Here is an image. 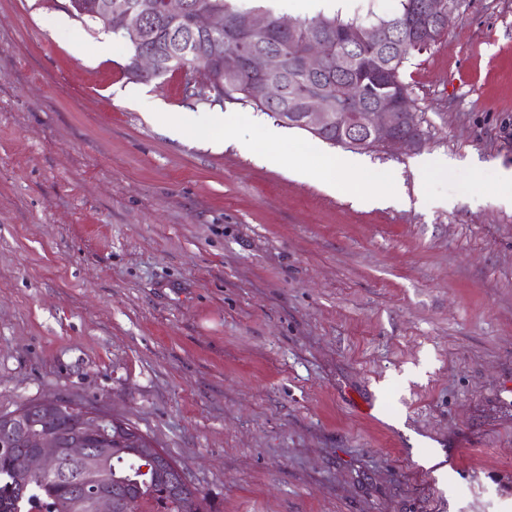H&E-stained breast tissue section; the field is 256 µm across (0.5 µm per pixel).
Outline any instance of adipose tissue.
I'll list each match as a JSON object with an SVG mask.
<instances>
[{
	"label": "adipose tissue",
	"mask_w": 512,
	"mask_h": 512,
	"mask_svg": "<svg viewBox=\"0 0 512 512\" xmlns=\"http://www.w3.org/2000/svg\"><path fill=\"white\" fill-rule=\"evenodd\" d=\"M152 117L163 132L189 141L204 142L216 148L235 142L233 134L226 129L224 115L220 113L214 114L203 127L193 125L185 115L166 112L158 107L154 108ZM264 141L268 146V164L273 167H287L289 174L298 179H313L323 171L334 169L347 182L351 183L359 178L366 180L368 189L353 194L359 205L380 206L404 193L402 181L395 171H378L358 158L336 156L319 146L297 143L284 131L274 127L265 128Z\"/></svg>",
	"instance_id": "ef3b65f1"
}]
</instances>
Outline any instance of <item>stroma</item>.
Masks as SVG:
<instances>
[{
    "label": "stroma",
    "mask_w": 512,
    "mask_h": 512,
    "mask_svg": "<svg viewBox=\"0 0 512 512\" xmlns=\"http://www.w3.org/2000/svg\"><path fill=\"white\" fill-rule=\"evenodd\" d=\"M67 3L0 0V414L112 413L205 512H512V0L406 64L422 144L357 156L409 195L456 166L384 208L269 166L251 108H222L248 151L163 134L141 97L213 106L128 80ZM452 171L451 163L448 159L437 156L424 158L420 163L419 177L420 187L416 193V198L420 204H427L430 201V195L427 190V184L430 179L436 176H448Z\"/></svg>",
    "instance_id": "stroma-1"
}]
</instances>
